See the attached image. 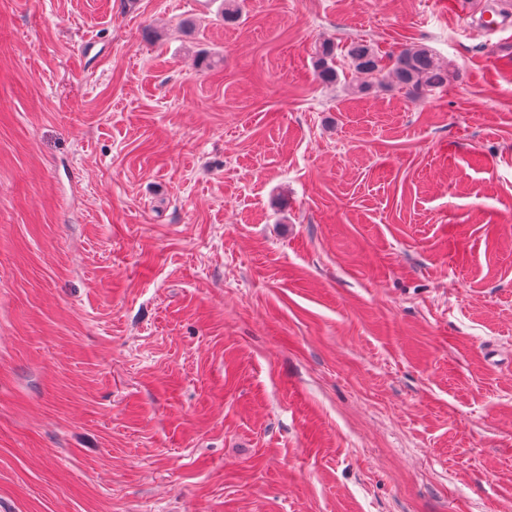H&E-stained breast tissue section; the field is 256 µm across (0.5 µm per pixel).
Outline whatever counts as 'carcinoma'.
<instances>
[{
    "label": "carcinoma",
    "mask_w": 512,
    "mask_h": 512,
    "mask_svg": "<svg viewBox=\"0 0 512 512\" xmlns=\"http://www.w3.org/2000/svg\"><path fill=\"white\" fill-rule=\"evenodd\" d=\"M347 54L357 72L375 80L387 72L393 76L396 85L409 95L436 89L448 83V69L425 46L404 48L388 56L386 64L383 63V56L365 41L352 43ZM316 68L322 81L336 80L332 45L326 43L320 47Z\"/></svg>",
    "instance_id": "carcinoma-1"
}]
</instances>
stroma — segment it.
Returning <instances> with one entry per match:
<instances>
[{
	"mask_svg": "<svg viewBox=\"0 0 512 512\" xmlns=\"http://www.w3.org/2000/svg\"><path fill=\"white\" fill-rule=\"evenodd\" d=\"M454 2L0 0V512H512V28ZM347 54L357 72L370 79L379 80L383 71L387 70L395 79L396 85L408 95L448 84V69L425 46L404 48L388 56V64H383V56L365 41L353 42ZM316 68L322 81L332 82L336 80L337 75L334 65L333 47L331 44L326 43L320 47Z\"/></svg>",
	"mask_w": 512,
	"mask_h": 512,
	"instance_id": "35a3bbf8",
	"label": "stroma"
}]
</instances>
